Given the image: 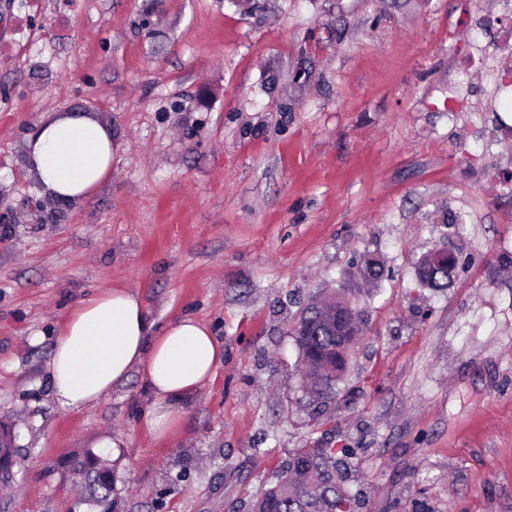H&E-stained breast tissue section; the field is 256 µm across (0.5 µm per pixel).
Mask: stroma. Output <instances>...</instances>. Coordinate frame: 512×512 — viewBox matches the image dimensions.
Wrapping results in <instances>:
<instances>
[{"label": "stroma", "mask_w": 512, "mask_h": 512, "mask_svg": "<svg viewBox=\"0 0 512 512\" xmlns=\"http://www.w3.org/2000/svg\"><path fill=\"white\" fill-rule=\"evenodd\" d=\"M500 0H0V512H246L292 449H356V512H512V108L485 82ZM474 63L448 106L456 59ZM56 112L118 145L92 198L47 196L27 155ZM455 252L447 287L420 259ZM379 278L364 275L368 259ZM112 289L224 351L150 433L138 372L62 408L61 321ZM359 309L345 389L306 394L289 325ZM102 455L111 503L75 459ZM96 454H89L76 463L75 475L77 482L81 484L90 501L95 503L105 502L112 494L113 481L99 473L95 469Z\"/></svg>", "instance_id": "35a3bbf8"}]
</instances>
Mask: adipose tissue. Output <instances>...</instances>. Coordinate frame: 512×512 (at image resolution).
Wrapping results in <instances>:
<instances>
[{
  "label": "adipose tissue",
  "instance_id": "obj_1",
  "mask_svg": "<svg viewBox=\"0 0 512 512\" xmlns=\"http://www.w3.org/2000/svg\"><path fill=\"white\" fill-rule=\"evenodd\" d=\"M117 150L108 124L86 112L43 120L27 144L44 191L67 203L88 200L111 176ZM222 355L204 324L179 318L154 331L135 293L112 290L82 301L65 318L50 374L60 406L78 409L138 371L156 398L148 425L164 437L177 424L179 403L213 379Z\"/></svg>",
  "mask_w": 512,
  "mask_h": 512
}]
</instances>
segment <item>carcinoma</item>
Instances as JSON below:
<instances>
[{
    "instance_id": "carcinoma-1",
    "label": "carcinoma",
    "mask_w": 512,
    "mask_h": 512,
    "mask_svg": "<svg viewBox=\"0 0 512 512\" xmlns=\"http://www.w3.org/2000/svg\"><path fill=\"white\" fill-rule=\"evenodd\" d=\"M316 307L306 304L293 323L312 325L308 336L293 340L315 395L336 392L347 370L350 348L355 337L338 341L335 334L316 319ZM353 450L350 448H294L276 472L274 482L249 503V512H333L336 505L356 507V497L347 487ZM96 455L89 454L75 466L77 482L90 501L102 503L112 494L113 481L95 469Z\"/></svg>"
}]
</instances>
